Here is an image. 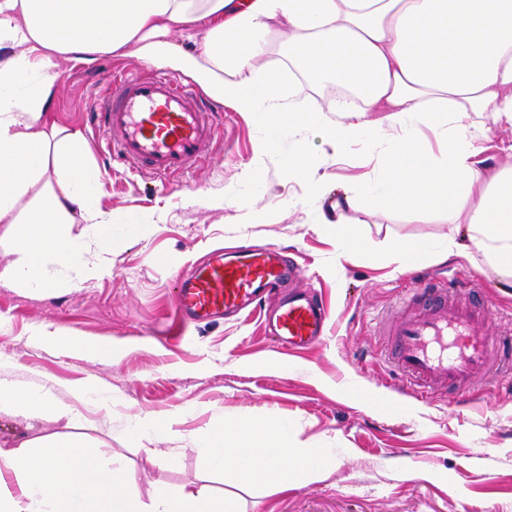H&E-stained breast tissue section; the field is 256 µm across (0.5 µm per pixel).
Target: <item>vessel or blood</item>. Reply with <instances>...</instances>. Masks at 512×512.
Returning <instances> with one entry per match:
<instances>
[{
  "mask_svg": "<svg viewBox=\"0 0 512 512\" xmlns=\"http://www.w3.org/2000/svg\"><path fill=\"white\" fill-rule=\"evenodd\" d=\"M97 108L112 158L172 186L222 135L216 112L169 76L113 70ZM283 274L274 248L217 250L179 277L175 304L187 322L218 317L269 296ZM478 290L474 280L453 273L402 297L406 313L391 330L385 355L404 392L430 399L466 391L506 348L485 331L490 309L466 302ZM328 319L322 302L298 291L277 304L272 326L282 341L303 347L323 336Z\"/></svg>",
  "mask_w": 512,
  "mask_h": 512,
  "instance_id": "b4317fda",
  "label": "vessel or blood"
}]
</instances>
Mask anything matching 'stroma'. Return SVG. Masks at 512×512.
Wrapping results in <instances>:
<instances>
[{
    "mask_svg": "<svg viewBox=\"0 0 512 512\" xmlns=\"http://www.w3.org/2000/svg\"><path fill=\"white\" fill-rule=\"evenodd\" d=\"M116 67L133 74L154 69L132 54L105 56L91 66L64 61L49 103L51 119L79 132L89 147L86 161L97 175L91 206L112 215L103 232L79 220L69 234L90 246L100 237L110 241L112 273L83 282L74 271L51 267L59 282L51 297L0 285V379L66 402L78 383L111 390V414L77 404L79 430L99 444L104 465L133 473L134 491L145 503L158 486L224 487V476L209 469L193 444L221 415L281 423L290 443L322 451L324 479L284 494L244 492L241 512H512V384L484 376L466 396L444 392L422 401L402 394L381 354L400 313L401 290L451 269L480 283L494 310L487 332L512 331V285L478 250L443 261L422 253L404 271L395 269L393 243L441 246L461 238L463 225L370 198L348 213L361 246L338 258L322 217L343 191L372 179L376 163L358 144L333 156L318 134L335 128L340 116L333 112L319 113L317 126L291 129L262 155L264 122L225 105L221 139L181 177L180 187L128 170L96 148L102 134L87 121L103 74ZM304 145L327 178L323 197L309 196L282 165ZM249 208L266 211V218L248 220ZM241 243L278 247L300 268L294 287L310 289L330 313L319 341L282 349L257 309L180 323L177 275L213 250ZM41 329L108 340L112 353L98 358L46 344L37 335ZM148 413L179 414L177 439L128 438L131 420ZM69 431L63 420L0 415V448Z\"/></svg>",
    "mask_w": 512,
    "mask_h": 512,
    "instance_id": "35a3bbf8",
    "label": "stroma"
}]
</instances>
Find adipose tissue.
I'll list each match as a JSON object with an SVG mask.
<instances>
[{"label":"adipose tissue","mask_w":512,"mask_h":512,"mask_svg":"<svg viewBox=\"0 0 512 512\" xmlns=\"http://www.w3.org/2000/svg\"><path fill=\"white\" fill-rule=\"evenodd\" d=\"M178 32L201 38L187 50L175 44ZM130 53L191 78L217 103L261 113L264 152L287 130L335 111L330 100L300 101L304 83L351 90L359 123L337 124L323 141L339 157L362 140L383 161L324 220L340 255L357 242L344 212L364 195L466 225L467 242L512 278V166L479 159L488 129L475 122L484 115L512 126V0H0V245L9 256L0 283L48 296L56 287L49 265L85 279L111 274L110 242L91 252L66 231L77 213L98 229L110 222L88 207L95 175L85 142L45 116L59 60L91 65ZM371 112L380 120H368ZM427 127L449 131L440 154L425 146ZM50 169L55 189L20 213ZM70 394L67 404L2 380L0 413L73 424L77 404L112 409L94 384ZM195 446L235 489L285 492L323 476L321 449L290 445L287 429L263 418L216 422ZM4 474L17 489L0 488V512H142L131 472L103 465L97 443L78 434L0 448ZM233 498L194 482L159 487L152 512H230Z\"/></svg>","instance_id":"adipose-tissue-1"}]
</instances>
